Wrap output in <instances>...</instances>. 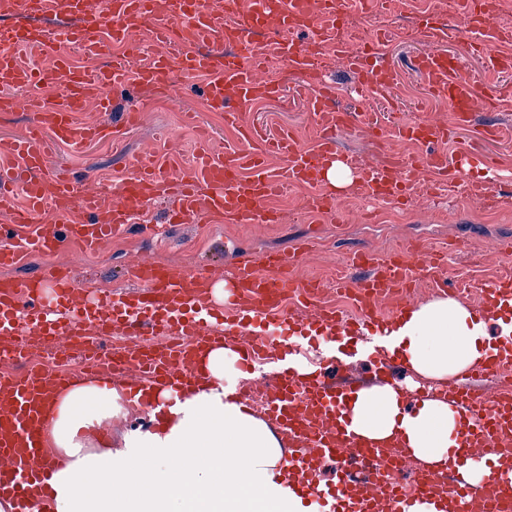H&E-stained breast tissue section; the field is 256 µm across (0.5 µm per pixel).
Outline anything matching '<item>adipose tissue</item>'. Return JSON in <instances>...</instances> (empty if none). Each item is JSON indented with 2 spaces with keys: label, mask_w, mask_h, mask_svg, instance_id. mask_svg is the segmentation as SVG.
<instances>
[{
  "label": "adipose tissue",
  "mask_w": 512,
  "mask_h": 512,
  "mask_svg": "<svg viewBox=\"0 0 512 512\" xmlns=\"http://www.w3.org/2000/svg\"><path fill=\"white\" fill-rule=\"evenodd\" d=\"M384 342L416 373L437 380L463 374L494 351L485 324L452 298L420 305ZM237 359L233 348L213 349L197 383L164 390L169 407L152 408L150 424L128 428L116 451L89 447L82 432L119 414L118 388L91 380L51 401L44 418L56 458L50 503L33 502L32 512H307L281 477L278 439L233 396ZM368 400L382 405L372 419L364 416ZM462 419L448 401L430 398L413 411L378 387L354 401L349 422L378 439L399 433L413 458L456 467L466 484L478 486L490 474L484 460H459L453 449Z\"/></svg>",
  "instance_id": "1"
}]
</instances>
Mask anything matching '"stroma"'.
I'll return each instance as SVG.
<instances>
[{
  "instance_id": "35a3bbf8",
  "label": "stroma",
  "mask_w": 512,
  "mask_h": 512,
  "mask_svg": "<svg viewBox=\"0 0 512 512\" xmlns=\"http://www.w3.org/2000/svg\"><path fill=\"white\" fill-rule=\"evenodd\" d=\"M118 109H138L140 118L124 133L120 142H95L81 150L59 145L51 158L52 171L80 175L90 173L88 189L107 191L116 187L133 170L142 157L164 156L178 150L184 160H192L200 141L201 130H208V146L221 151L235 130L224 127L222 119L205 111L196 89L184 90L181 109L159 102L157 94L133 89L117 104ZM244 121L261 122L270 130L291 128L298 139H305L314 130L315 120L306 112L305 99L272 101L262 106L247 107ZM171 131L174 141L160 138V131ZM341 146L346 157L357 161L378 163L392 157L411 159L419 149L412 143L380 139L366 129L358 128L342 134ZM304 193L291 188L277 201L282 220L277 224H215L200 220L194 224L164 223V200H157L150 211L159 234H143L128 229L117 238L105 242L96 254L80 249L54 251L30 258L24 265L7 269V276L26 281L35 278L49 264L71 265L80 278L92 287L123 290L125 268L134 262L161 260L197 272L223 260L226 251L246 250L255 254L289 252L302 246L312 226H319V235L301 262L289 268L290 276L304 280L314 275L335 279L342 259L349 250L363 248L385 253L418 240L436 246L457 244L448 258L450 273L459 280L485 283L512 275V262L496 253V243L512 239V201L497 211H487L483 201L462 200L459 196L436 195L415 191L409 205L400 207L394 221L367 216L356 193L340 195L336 217H314L303 209ZM364 337H343L317 341L313 352H302L301 360L321 366L330 358L341 359L345 368L361 376H372L377 368L372 353L364 350Z\"/></svg>"
}]
</instances>
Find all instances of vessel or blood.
<instances>
[{
  "label": "vessel or blood",
  "mask_w": 512,
  "mask_h": 512,
  "mask_svg": "<svg viewBox=\"0 0 512 512\" xmlns=\"http://www.w3.org/2000/svg\"><path fill=\"white\" fill-rule=\"evenodd\" d=\"M345 14V0H253L245 7L240 0H0V112L20 105L28 115L24 135L0 139V155L15 159L24 175L19 181L0 170V267L74 243L96 248L134 222L149 231L143 216L160 197L170 202L167 216L173 224L204 218L227 224L278 223L281 216L269 201L285 184L306 191L310 212L334 214L336 193L327 186L326 171L343 158L340 135L359 125L369 126L379 138L389 134L422 144L425 156L419 162L395 159L353 167L351 189L403 205L411 201L417 179L429 175L462 184L481 197L482 185L471 175L491 168L493 157L477 145L452 154L442 145L462 129L472 131L478 142L500 135L489 114L496 103L512 100V85H496L493 97L480 99L463 64L464 55L473 54L493 73L512 71V55L497 50L498 44L512 41V21L503 17L498 0H462L461 23L453 31L427 18L417 34L430 47L404 69L381 59L386 41L381 32L368 47L346 55ZM19 15L73 18L62 32L63 50L48 66L21 61V52L41 55L49 43L42 30L17 24ZM321 15L326 24L318 23ZM142 28L162 41L179 28L184 34L172 51L147 59L133 39ZM253 32L266 33L267 42L249 41ZM315 34L333 42L337 55L346 56L349 70L372 94L400 85L406 71H414L428 95L446 106L449 123L415 117L388 128L358 104L338 106L336 86L324 79L318 49L308 41ZM451 35L462 43L463 54L440 50V42ZM273 44L294 78L292 90L258 76ZM178 73L203 81L208 108L223 113L228 125L236 124L245 106L281 100L290 92L308 93L313 116L335 110L336 122L321 125L311 147L302 146L293 131L270 135L252 126L247 132L251 149L228 146L220 156L201 150L186 171L176 161L145 157L109 193H78L67 175L50 173L54 143L83 146L109 131L120 134L137 123L139 113L113 112L119 94L131 88L164 93ZM16 90L25 92L24 102L13 98ZM92 101L101 111L113 112L111 125L76 123V114ZM271 153L285 161L275 173L266 167ZM18 183L26 196L21 207L12 203ZM303 255L300 248L274 255L239 252L204 273L139 261L126 271L137 285L133 292L81 287L71 267L57 264L25 283L1 279L0 499L9 500L13 512H27L31 491L50 477L54 466L44 448V406L52 394L77 381L124 379L129 400L143 404L152 388L195 379L210 347H239L247 361L260 355L279 359L291 355L294 346L284 338L267 340V330L286 326L328 337L384 331L393 326L377 313L384 297L412 288L428 275L443 291L457 288L445 274L447 248L411 243L383 254L356 249L346 255L348 274L336 283L350 307L337 309L319 303V280L289 276V267ZM221 282L232 290L234 310L222 320L213 300V288ZM48 291L53 294L49 300L44 297ZM482 294L479 318L503 313L505 301L512 300V280L485 285ZM46 354L65 357L77 364V372L64 374L42 365ZM263 387L272 394L266 413L286 440L292 480L322 512H379L384 502L391 512H410L423 499L461 503L476 491L486 512H512V498L502 494L492 476L474 491L458 481L442 485L425 467L411 487L381 475L380 467L398 468L404 449L399 441L378 445L349 430L348 404L361 385L347 371L330 364L306 378L288 370ZM446 391L465 413L456 435L457 453L466 458L478 448L487 458H497L499 432L512 425V383L489 392L468 383L451 384ZM327 457L352 462L372 477L356 483L343 471L335 484L320 485L316 475Z\"/></svg>",
  "instance_id": "1"
}]
</instances>
